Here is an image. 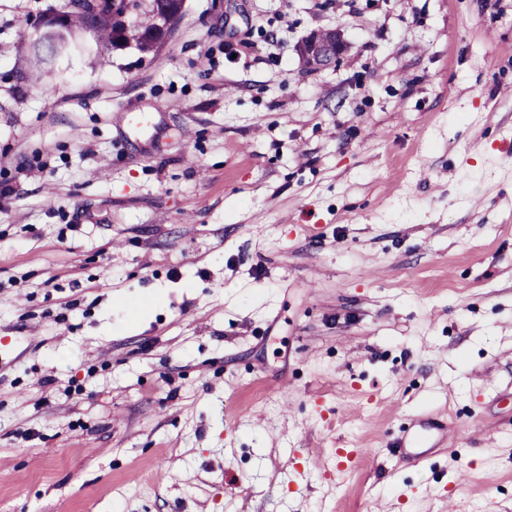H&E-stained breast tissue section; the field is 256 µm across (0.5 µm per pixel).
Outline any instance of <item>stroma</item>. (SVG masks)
<instances>
[{"instance_id": "1", "label": "stroma", "mask_w": 512, "mask_h": 512, "mask_svg": "<svg viewBox=\"0 0 512 512\" xmlns=\"http://www.w3.org/2000/svg\"><path fill=\"white\" fill-rule=\"evenodd\" d=\"M63 3L0 0V512H512V0H186L33 69ZM347 48L338 29L318 30L306 36L297 46V53L312 69L321 70L336 65ZM435 428V425L429 419L420 420L418 427L412 426L400 436L394 437L388 448H391V453L399 459L406 456H411L414 460L422 459L428 454V450H421V448H433L425 445L430 438L427 434ZM361 456L362 448H336L335 452L329 454L325 459L322 456L308 453L304 464L308 470L323 471L332 467L333 464L336 465V469H339L342 463L347 462L350 466L359 461Z\"/></svg>"}]
</instances>
